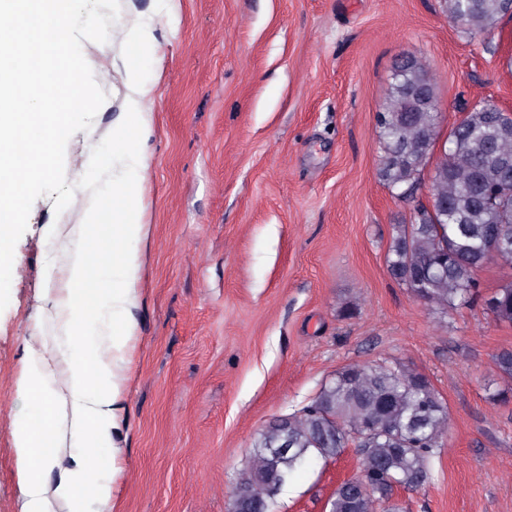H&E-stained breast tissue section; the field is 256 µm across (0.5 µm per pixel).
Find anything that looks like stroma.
<instances>
[{"label": "stroma", "instance_id": "35a3bbf8", "mask_svg": "<svg viewBox=\"0 0 512 512\" xmlns=\"http://www.w3.org/2000/svg\"><path fill=\"white\" fill-rule=\"evenodd\" d=\"M152 19L157 62L145 145L137 325L117 418L113 512H229L261 433L309 405L338 369L392 358L425 374L451 414L421 487L401 512H512V400L494 362L512 324L480 306L440 313L389 275L386 255L413 206L380 180L376 115L402 57L425 60L440 139L464 105L512 113V19L469 37L445 0H121ZM108 107L67 152L115 130L119 73L83 44ZM77 214L38 198L0 311V512H19L10 423L29 405L15 372L61 270ZM360 470L356 448L311 459L273 512H329Z\"/></svg>", "mask_w": 512, "mask_h": 512}]
</instances>
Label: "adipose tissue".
I'll list each match as a JSON object with an SVG mask.
<instances>
[{
    "instance_id": "1",
    "label": "adipose tissue",
    "mask_w": 512,
    "mask_h": 512,
    "mask_svg": "<svg viewBox=\"0 0 512 512\" xmlns=\"http://www.w3.org/2000/svg\"><path fill=\"white\" fill-rule=\"evenodd\" d=\"M152 23L135 20L119 44H98L106 63L121 61L125 89L115 137L99 151L79 153V219L71 229L62 277L43 289L42 314L59 331L55 340L29 336L16 374L20 396L34 411L14 417L10 436L21 488L20 512H112L118 472L113 433L124 393L131 317L142 237V172L136 149L148 140L146 114L155 86L146 76L154 57ZM112 218V244L104 246V216ZM109 264L94 274L93 257ZM56 481H48L51 471Z\"/></svg>"
}]
</instances>
